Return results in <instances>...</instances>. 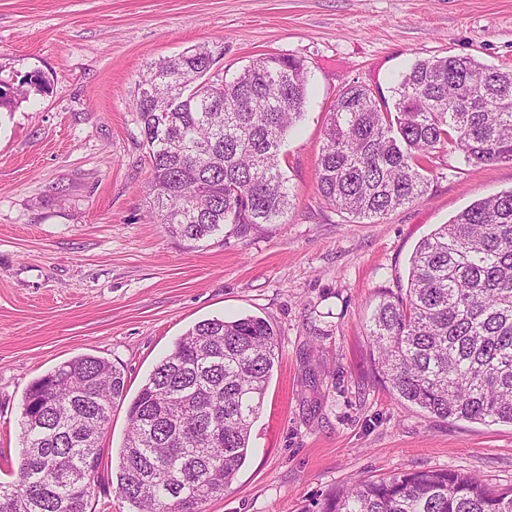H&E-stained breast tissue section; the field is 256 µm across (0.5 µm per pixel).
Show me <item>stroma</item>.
Segmentation results:
<instances>
[{
  "instance_id": "1",
  "label": "stroma",
  "mask_w": 512,
  "mask_h": 512,
  "mask_svg": "<svg viewBox=\"0 0 512 512\" xmlns=\"http://www.w3.org/2000/svg\"><path fill=\"white\" fill-rule=\"evenodd\" d=\"M209 45L224 77L264 54L301 58L308 99L282 148L294 194L281 224L170 236L147 194L132 106L146 67ZM512 69V0H0V83L44 91L0 108V481L14 479L33 381L92 355L135 397L199 321L256 316L282 346L245 464L205 512H309L352 478L450 470L512 487V424L443 420L395 399L367 322L406 287L417 243L512 188V163L443 157L425 198L374 223L317 191L327 109L350 84L390 96L418 59ZM114 404L88 512H128L112 474L128 428Z\"/></svg>"
}]
</instances>
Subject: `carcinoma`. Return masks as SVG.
<instances>
[{
    "instance_id": "1",
    "label": "carcinoma",
    "mask_w": 512,
    "mask_h": 512,
    "mask_svg": "<svg viewBox=\"0 0 512 512\" xmlns=\"http://www.w3.org/2000/svg\"><path fill=\"white\" fill-rule=\"evenodd\" d=\"M199 45L149 65L137 113L151 163L147 193L169 234L200 241L226 224H281L292 191L280 156L303 115L302 59L265 54L227 82ZM28 91L0 85V106ZM394 101L351 84L331 102L318 193L372 223L423 199L440 153L512 162V70L469 57L420 59ZM373 362L392 394L440 419L512 424V189L475 202L422 239L408 287L370 317ZM281 348L264 319H206L157 364L128 408L115 493L130 512H204L245 463ZM124 373L79 356L24 398L21 459L0 482V512H87L90 476ZM316 512H512V487L473 474L409 471L355 479Z\"/></svg>"
}]
</instances>
